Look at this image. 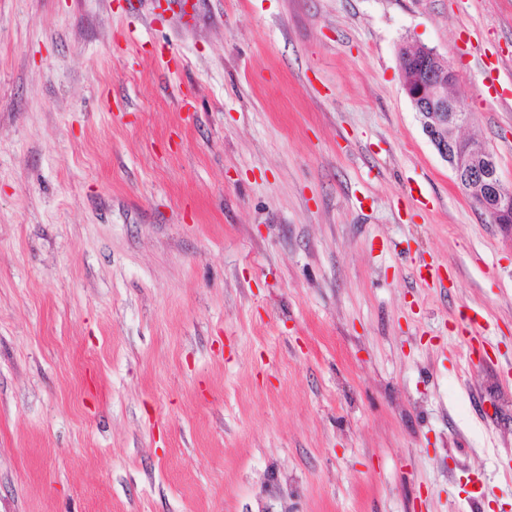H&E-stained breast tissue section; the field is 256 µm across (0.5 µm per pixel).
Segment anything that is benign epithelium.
I'll use <instances>...</instances> for the list:
<instances>
[{
    "mask_svg": "<svg viewBox=\"0 0 512 512\" xmlns=\"http://www.w3.org/2000/svg\"><path fill=\"white\" fill-rule=\"evenodd\" d=\"M399 57L403 88L424 133L452 169L459 186L471 195L472 203L493 223H507L512 217V188L504 185L493 152L461 136L471 114L463 98L450 92L456 74L448 59L425 46L403 47Z\"/></svg>",
    "mask_w": 512,
    "mask_h": 512,
    "instance_id": "benign-epithelium-1",
    "label": "benign epithelium"
}]
</instances>
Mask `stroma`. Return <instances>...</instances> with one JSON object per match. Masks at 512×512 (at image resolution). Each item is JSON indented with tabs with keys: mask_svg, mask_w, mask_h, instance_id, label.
Here are the masks:
<instances>
[{
	"mask_svg": "<svg viewBox=\"0 0 512 512\" xmlns=\"http://www.w3.org/2000/svg\"><path fill=\"white\" fill-rule=\"evenodd\" d=\"M171 2L0 0V512H512V0ZM399 57L403 88L424 133L452 169L459 186L471 195L472 203L493 223H507L512 217V188L504 185L493 152L461 136L471 114L463 98L449 91L456 74L448 59L425 46L402 47Z\"/></svg>",
	"mask_w": 512,
	"mask_h": 512,
	"instance_id": "35a3bbf8",
	"label": "stroma"
}]
</instances>
